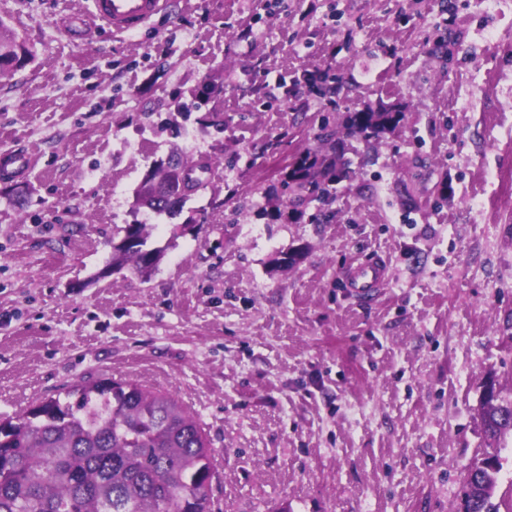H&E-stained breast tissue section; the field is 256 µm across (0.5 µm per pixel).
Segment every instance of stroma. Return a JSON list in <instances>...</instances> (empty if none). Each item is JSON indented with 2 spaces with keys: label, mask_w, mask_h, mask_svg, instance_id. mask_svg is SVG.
<instances>
[{
  "label": "stroma",
  "mask_w": 512,
  "mask_h": 512,
  "mask_svg": "<svg viewBox=\"0 0 512 512\" xmlns=\"http://www.w3.org/2000/svg\"><path fill=\"white\" fill-rule=\"evenodd\" d=\"M90 0H0L32 52L0 76V417L100 377L173 392L216 450L223 512H456L487 447L479 403L512 397V0H179L138 35L71 42ZM451 37L440 66L429 48ZM348 82L308 94L303 72ZM223 133L160 116L203 79ZM400 104L332 215L256 219L315 146L316 113ZM218 164L186 204L218 202L149 282L105 274L150 163ZM447 199H439L440 186ZM247 198L234 212L225 201ZM304 259L276 266L288 248ZM387 266L366 300L353 260ZM35 163L32 154L12 150L0 156V171L4 176H11L26 171Z\"/></svg>",
  "instance_id": "1"
}]
</instances>
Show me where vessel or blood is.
Instances as JSON below:
<instances>
[{
	"instance_id": "vessel-or-blood-1",
	"label": "vessel or blood",
	"mask_w": 512,
	"mask_h": 512,
	"mask_svg": "<svg viewBox=\"0 0 512 512\" xmlns=\"http://www.w3.org/2000/svg\"><path fill=\"white\" fill-rule=\"evenodd\" d=\"M92 9L88 16L72 17L68 34L72 41L85 39L89 27L100 23L112 34L130 36L149 27L153 21L167 14L173 7L172 0H91ZM35 162L32 154L13 150L0 155V174L10 176L29 169ZM383 266L369 263L352 264L348 286L352 294L359 298L371 296L375 288L385 281Z\"/></svg>"
}]
</instances>
